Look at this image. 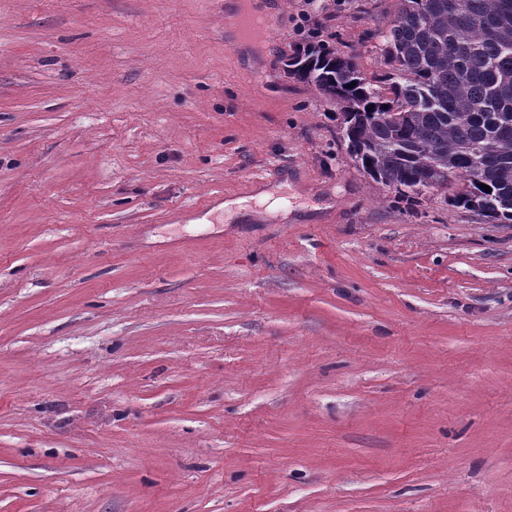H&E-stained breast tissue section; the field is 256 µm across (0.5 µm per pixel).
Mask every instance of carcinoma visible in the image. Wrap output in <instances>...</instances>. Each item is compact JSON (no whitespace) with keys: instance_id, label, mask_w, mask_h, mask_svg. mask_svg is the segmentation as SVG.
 Segmentation results:
<instances>
[{"instance_id":"carcinoma-1","label":"carcinoma","mask_w":512,"mask_h":512,"mask_svg":"<svg viewBox=\"0 0 512 512\" xmlns=\"http://www.w3.org/2000/svg\"><path fill=\"white\" fill-rule=\"evenodd\" d=\"M381 37L387 93L323 45L297 50L288 72L339 106L350 156L398 198L452 177L450 205L512 222V0H398Z\"/></svg>"}]
</instances>
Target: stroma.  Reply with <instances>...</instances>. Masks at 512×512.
Instances as JSON below:
<instances>
[{
    "label": "stroma",
    "mask_w": 512,
    "mask_h": 512,
    "mask_svg": "<svg viewBox=\"0 0 512 512\" xmlns=\"http://www.w3.org/2000/svg\"><path fill=\"white\" fill-rule=\"evenodd\" d=\"M396 3L0 0V512H512V223L287 68L310 8L379 83Z\"/></svg>",
    "instance_id": "stroma-1"
}]
</instances>
